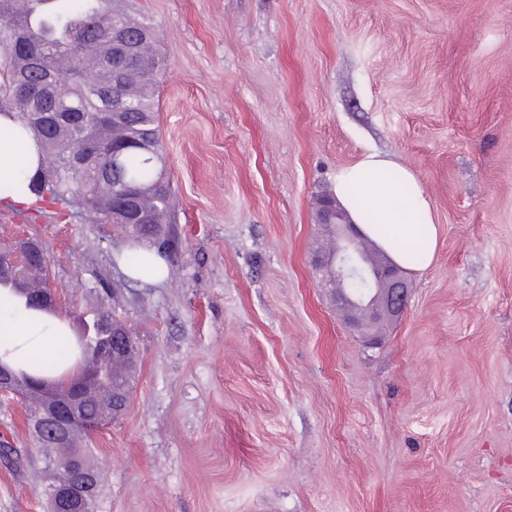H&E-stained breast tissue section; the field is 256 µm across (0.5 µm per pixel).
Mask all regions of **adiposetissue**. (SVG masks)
<instances>
[{"label": "adipose tissue", "instance_id": "ef3b65f1", "mask_svg": "<svg viewBox=\"0 0 512 512\" xmlns=\"http://www.w3.org/2000/svg\"><path fill=\"white\" fill-rule=\"evenodd\" d=\"M14 124L0 116V187L8 188L16 204L29 203L27 190L16 188L19 174L38 168L32 139L13 133ZM333 193L362 233L371 238L400 267L421 272L431 265L439 240V226L425 188L405 166L375 152L337 171ZM61 323H35L29 315L0 299V353L21 360L51 357Z\"/></svg>", "mask_w": 512, "mask_h": 512}]
</instances>
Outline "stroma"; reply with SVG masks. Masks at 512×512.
I'll return each instance as SVG.
<instances>
[{
	"mask_svg": "<svg viewBox=\"0 0 512 512\" xmlns=\"http://www.w3.org/2000/svg\"><path fill=\"white\" fill-rule=\"evenodd\" d=\"M158 33L166 276L105 219L0 209L58 317L116 290L138 365L92 439L96 512H512V0H135ZM374 151L425 186L435 260L366 347L311 266L316 198ZM39 459L0 512H47ZM140 254L144 257L145 263L140 266H131L139 262L138 254H130L125 257L129 265L127 273L135 280L153 283L160 281L165 271L164 258L159 256L154 250L140 249Z\"/></svg>",
	"mask_w": 512,
	"mask_h": 512,
	"instance_id": "obj_1",
	"label": "stroma"
}]
</instances>
